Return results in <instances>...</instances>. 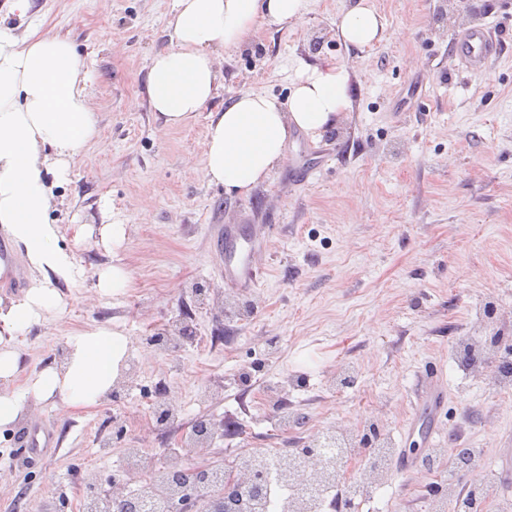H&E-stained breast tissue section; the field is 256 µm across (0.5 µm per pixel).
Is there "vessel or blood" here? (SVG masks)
Segmentation results:
<instances>
[{"mask_svg":"<svg viewBox=\"0 0 512 512\" xmlns=\"http://www.w3.org/2000/svg\"><path fill=\"white\" fill-rule=\"evenodd\" d=\"M456 57L469 69L486 68L500 52L498 41L489 27L474 25L454 38ZM224 285L229 289L252 288L257 283V269L252 262L259 240L244 239L239 227H224ZM448 404V392L443 376L438 372L425 375L416 394L411 417L400 428L401 440L420 437L426 448H433L438 437L436 421Z\"/></svg>","mask_w":512,"mask_h":512,"instance_id":"vessel-or-blood-1","label":"vessel or blood"}]
</instances>
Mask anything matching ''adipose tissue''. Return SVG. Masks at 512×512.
<instances>
[{"label":"adipose tissue","instance_id":"obj_1","mask_svg":"<svg viewBox=\"0 0 512 512\" xmlns=\"http://www.w3.org/2000/svg\"><path fill=\"white\" fill-rule=\"evenodd\" d=\"M0 17V229L22 244L37 276L18 300H0V427L43 401L89 410L112 393L130 345L117 328L73 332L64 365L29 373L23 389L9 382L21 371L15 340L66 303L54 278L76 284L83 272L59 244L50 221L55 190L66 183L78 154L98 136L89 70L73 41L45 33L30 20L31 0H7ZM311 0H173L172 45L149 60L141 97L162 128L186 124L218 94L215 49L248 43L258 24L300 20ZM345 42L368 46L381 37L376 13L357 4L340 17ZM349 74L334 61L304 69L287 101L243 90L210 115L203 170L208 181L241 196L264 183L285 160L292 128L308 132L337 125L352 107Z\"/></svg>","mask_w":512,"mask_h":512}]
</instances>
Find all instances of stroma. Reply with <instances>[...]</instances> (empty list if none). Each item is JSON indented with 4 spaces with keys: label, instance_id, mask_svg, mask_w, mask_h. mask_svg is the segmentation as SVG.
Returning a JSON list of instances; mask_svg holds the SVG:
<instances>
[{
    "label": "stroma",
    "instance_id": "stroma-1",
    "mask_svg": "<svg viewBox=\"0 0 512 512\" xmlns=\"http://www.w3.org/2000/svg\"><path fill=\"white\" fill-rule=\"evenodd\" d=\"M354 0H314L299 21L263 26L251 44L216 52L221 88L186 125L160 128L138 95L150 57L170 44L172 0H33L45 31L63 32L93 75L99 138L76 158L50 213L60 244L86 276L61 286L64 313L17 342L25 371L59 365L68 334L99 325L131 343V386L89 411L51 399L0 428V512H77L88 477L108 487L129 448L163 451L199 420L224 434L199 457L219 463L247 448L296 450L327 436L377 431L400 448L422 376L440 370L448 405L439 444L479 454L460 478L500 496V459L512 448V395L489 368L467 371L466 340L512 336V0H367L383 32L368 47L336 34ZM482 22L499 57L463 70L455 35ZM324 37L311 51L314 36ZM344 65L352 110L321 135L292 130L286 160L246 196L209 184L202 167L211 113L239 91L286 100L302 66ZM111 201L127 224L117 253L87 228ZM264 239V275L243 292L224 287L225 225ZM120 259L121 296L103 298L93 270ZM180 324L211 349L179 357L146 339ZM180 408L177 420L143 419L145 398ZM293 416L278 427V408ZM136 417L137 427L118 431ZM50 423L54 448L36 465L21 440ZM441 464L363 493L358 512H430Z\"/></svg>",
    "mask_w": 512,
    "mask_h": 512
}]
</instances>
